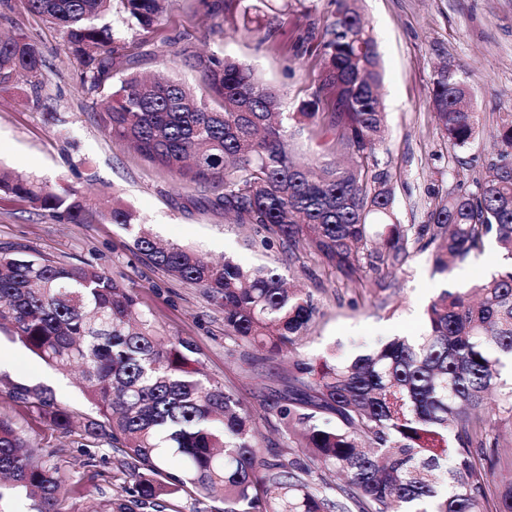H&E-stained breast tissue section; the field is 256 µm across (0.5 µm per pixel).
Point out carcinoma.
Returning <instances> with one entry per match:
<instances>
[{
  "instance_id": "1",
  "label": "carcinoma",
  "mask_w": 512,
  "mask_h": 512,
  "mask_svg": "<svg viewBox=\"0 0 512 512\" xmlns=\"http://www.w3.org/2000/svg\"><path fill=\"white\" fill-rule=\"evenodd\" d=\"M110 2L29 0L63 33L83 66L82 85L96 94L123 64L112 32L94 24ZM167 2L122 0L127 20L143 31ZM356 2L335 0L321 85L300 111L283 112L281 89L212 51L191 63L202 94L170 75L128 73L94 101L105 131L177 182L213 191L212 206L274 233L289 256H317L349 288L365 287L381 264L402 267L414 249H432L442 273L488 238L512 260V151L468 192L441 197L427 188V223L394 219L393 176L378 159L386 136L379 55ZM43 67L27 33L0 39V91ZM431 105L444 144L470 145L477 127L466 84L438 71ZM309 124L347 164L295 159L292 129ZM0 191L72 224L122 226L146 262L202 289L223 314L229 358L252 366L251 347L288 357L287 385L270 405L283 441L263 442L237 394L203 374L197 349L165 335L123 281L84 262L0 251V332L49 366L77 370L97 408L85 439L131 460L123 494L106 512H167L183 494L222 503L216 512H512V457L496 452L500 425L512 427V389L488 402L502 357L512 358V267L466 292L443 291L421 336L294 358L317 307L306 289L285 286L277 268L246 269L230 258L214 264L162 246L118 199L102 212L75 190L21 175L0 176ZM9 395L70 430L72 411L53 398L28 388ZM314 465L341 482H314ZM6 492L25 494L30 512H63L81 496L52 453L33 449L0 418V499Z\"/></svg>"
}]
</instances>
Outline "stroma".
<instances>
[{"instance_id": "stroma-1", "label": "stroma", "mask_w": 512, "mask_h": 512, "mask_svg": "<svg viewBox=\"0 0 512 512\" xmlns=\"http://www.w3.org/2000/svg\"><path fill=\"white\" fill-rule=\"evenodd\" d=\"M358 10L377 43L383 72L381 98L387 135L380 154L394 176L397 222L427 220V187L440 193L471 189L496 159L497 131L512 116V0H358ZM335 9L333 0H172L158 25L145 32L129 26L121 0H112L107 25L138 71L175 74L191 86L200 77L193 55L219 51L250 64L259 77L283 89L289 111L312 100L322 75L321 41ZM23 30L41 46L45 67L40 89L27 79L0 91V171L31 177L50 188H71L90 202L109 206L119 198L146 221L164 244L187 246L220 261L276 265L287 282L313 295L318 313L298 348L317 358L334 344L357 352L393 336L426 329L425 309L442 290L462 291L500 271L495 241L448 272H435L430 251H413L386 289L346 288L334 270L310 255L289 259L279 240L254 224L239 225L212 207L203 193L181 187L168 172L136 151L110 140L93 98L80 84L82 66L67 51L61 32L29 10L28 0H0V34ZM458 69L469 86L478 134L465 149L445 147L429 105L440 64ZM41 253L85 261L120 277L166 335L194 344L201 368L231 386L258 422L261 433L281 440L268 411L272 389L281 387L288 362L265 360L253 370L225 355L224 318L200 288L143 263L132 235L120 225L71 224L34 211L0 193V250ZM37 388L74 414L70 432L53 431L35 409L12 401L5 389ZM0 414L56 452L80 481L83 499L105 502L124 485L122 454L96 449V468L85 467L83 424L96 416L77 371L48 367L18 340L0 334Z\"/></svg>"}]
</instances>
